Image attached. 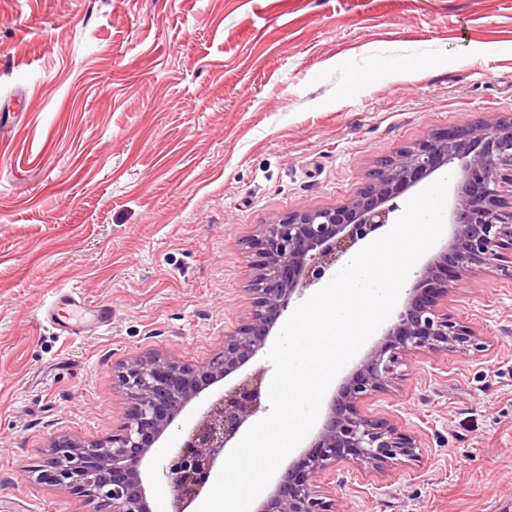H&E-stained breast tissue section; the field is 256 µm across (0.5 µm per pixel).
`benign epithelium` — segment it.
<instances>
[{"mask_svg":"<svg viewBox=\"0 0 512 512\" xmlns=\"http://www.w3.org/2000/svg\"><path fill=\"white\" fill-rule=\"evenodd\" d=\"M442 168L460 173L448 239L417 265L404 288L398 320L381 330L379 341L335 388L308 449L293 459L256 512H334L313 488L329 466L349 461L379 469L400 456L414 458L416 436L387 419L362 414L359 404L387 390L413 351L481 347L472 327L438 308L437 296L448 288L450 267L457 281L477 265L512 280V201L502 195L503 185L512 187L511 113L433 134L378 160L365 190L341 206L291 213L261 225L253 288L257 301L240 328L224 337V348L203 366L162 355L120 363L116 378L132 409L112 442L59 437L37 479L97 504L102 512H152L141 467L175 420L211 384L259 356L293 295L320 282L352 246L386 228L397 210L392 200ZM261 384L258 373L239 380L181 435L178 451L163 470L174 512H185L248 429L261 409Z\"/></svg>","mask_w":512,"mask_h":512,"instance_id":"7a95c632","label":"benign epithelium"}]
</instances>
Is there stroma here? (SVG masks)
Listing matches in <instances>:
<instances>
[{
	"mask_svg": "<svg viewBox=\"0 0 512 512\" xmlns=\"http://www.w3.org/2000/svg\"><path fill=\"white\" fill-rule=\"evenodd\" d=\"M495 113L512 0H0V506L94 512L34 471L53 437L118 432L123 360L203 365L254 305L259 225L341 206L378 159ZM73 287L111 324L57 330ZM440 305L484 348L411 353L363 402L419 448L326 469L336 512H512V281L477 266ZM173 454L146 461L153 512H172Z\"/></svg>",
	"mask_w": 512,
	"mask_h": 512,
	"instance_id": "stroma-1",
	"label": "stroma"
}]
</instances>
